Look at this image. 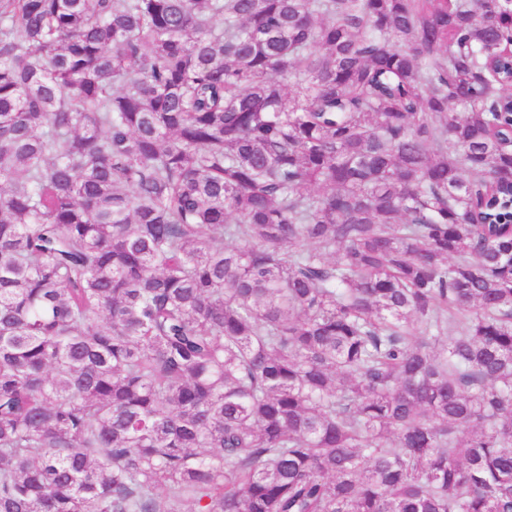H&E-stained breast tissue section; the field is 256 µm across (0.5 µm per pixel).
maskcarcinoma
<instances>
[{"mask_svg": "<svg viewBox=\"0 0 512 512\" xmlns=\"http://www.w3.org/2000/svg\"><path fill=\"white\" fill-rule=\"evenodd\" d=\"M508 50L512 0H0V512H512Z\"/></svg>", "mask_w": 512, "mask_h": 512, "instance_id": "1", "label": "carcinoma"}]
</instances>
